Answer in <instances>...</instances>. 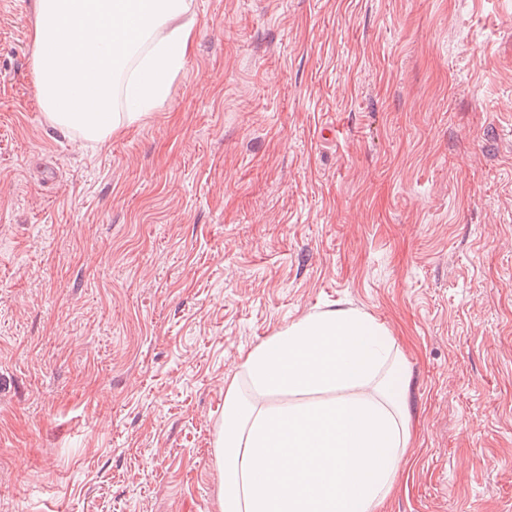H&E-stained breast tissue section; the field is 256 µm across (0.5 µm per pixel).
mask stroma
<instances>
[{
    "mask_svg": "<svg viewBox=\"0 0 512 512\" xmlns=\"http://www.w3.org/2000/svg\"><path fill=\"white\" fill-rule=\"evenodd\" d=\"M0 0V512H219L224 385L349 305L411 374L380 512H512V0H192L163 103L47 123Z\"/></svg>",
    "mask_w": 512,
    "mask_h": 512,
    "instance_id": "obj_1",
    "label": "stroma"
}]
</instances>
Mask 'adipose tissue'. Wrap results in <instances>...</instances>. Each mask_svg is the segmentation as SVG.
I'll list each match as a JSON object with an SVG mask.
<instances>
[{
	"label": "adipose tissue",
	"instance_id": "adipose-tissue-1",
	"mask_svg": "<svg viewBox=\"0 0 512 512\" xmlns=\"http://www.w3.org/2000/svg\"><path fill=\"white\" fill-rule=\"evenodd\" d=\"M191 6L33 0V75L50 125L101 145L145 119L193 45ZM410 388L389 329L367 313L339 306L282 328L224 393L221 512H378L414 444Z\"/></svg>",
	"mask_w": 512,
	"mask_h": 512
}]
</instances>
